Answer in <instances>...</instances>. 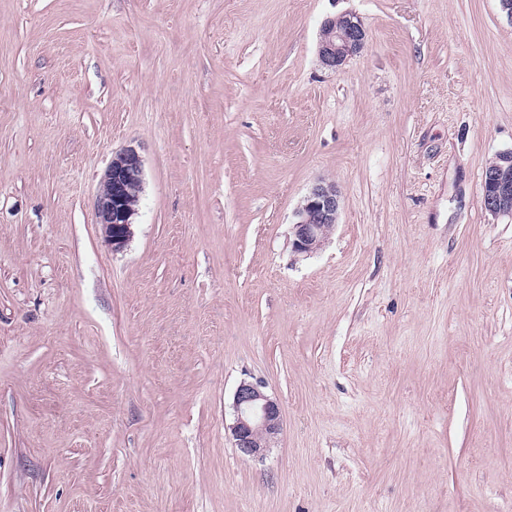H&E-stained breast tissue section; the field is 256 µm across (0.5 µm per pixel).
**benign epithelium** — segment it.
<instances>
[{
    "label": "benign epithelium",
    "mask_w": 512,
    "mask_h": 512,
    "mask_svg": "<svg viewBox=\"0 0 512 512\" xmlns=\"http://www.w3.org/2000/svg\"><path fill=\"white\" fill-rule=\"evenodd\" d=\"M324 29L318 55L322 65L334 72L360 53L368 40L362 19L353 13L326 19ZM142 177V157L137 149L128 147L113 156L103 180L105 191L96 196L97 224L114 251L124 249L133 235L135 212L127 203V194L130 188L142 186ZM482 204L494 215L512 211V151L497 154L485 170ZM339 208L340 192L335 183L313 185L295 211L294 251L307 255L318 250L333 230ZM232 407L230 431L235 447L245 456L263 458L282 431L279 401L260 384L244 380L235 390Z\"/></svg>",
    "instance_id": "1"
}]
</instances>
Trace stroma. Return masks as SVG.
Wrapping results in <instances>:
<instances>
[{
    "instance_id": "1",
    "label": "stroma",
    "mask_w": 512,
    "mask_h": 512,
    "mask_svg": "<svg viewBox=\"0 0 512 512\" xmlns=\"http://www.w3.org/2000/svg\"><path fill=\"white\" fill-rule=\"evenodd\" d=\"M343 13L368 41L333 72ZM510 149L500 0H0V512H512V213L481 204ZM243 380L282 409L261 460ZM321 32L318 55L322 65L332 71L341 69L360 53L368 40L362 19L353 13L326 19ZM143 160L137 149L128 147L112 158L103 183L105 191L95 199L97 224L112 251H121L130 241L134 210L127 203L131 187L142 186ZM340 208L335 183L321 181L312 186L295 211L292 246L299 254L319 249L333 230ZM232 407L234 420L229 429L235 447L245 456L263 459L282 431L279 401L260 384L244 380L235 390Z\"/></svg>"
}]
</instances>
